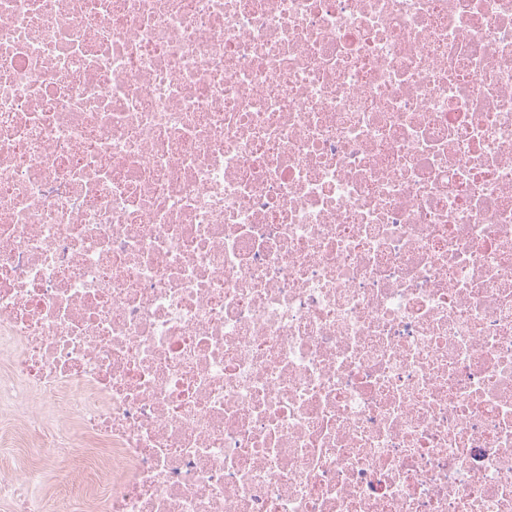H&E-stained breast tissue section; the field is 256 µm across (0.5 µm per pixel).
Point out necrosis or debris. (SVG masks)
Listing matches in <instances>:
<instances>
[{
    "instance_id": "1",
    "label": "necrosis or debris",
    "mask_w": 512,
    "mask_h": 512,
    "mask_svg": "<svg viewBox=\"0 0 512 512\" xmlns=\"http://www.w3.org/2000/svg\"><path fill=\"white\" fill-rule=\"evenodd\" d=\"M0 358L12 512H512V0H0Z\"/></svg>"
}]
</instances>
